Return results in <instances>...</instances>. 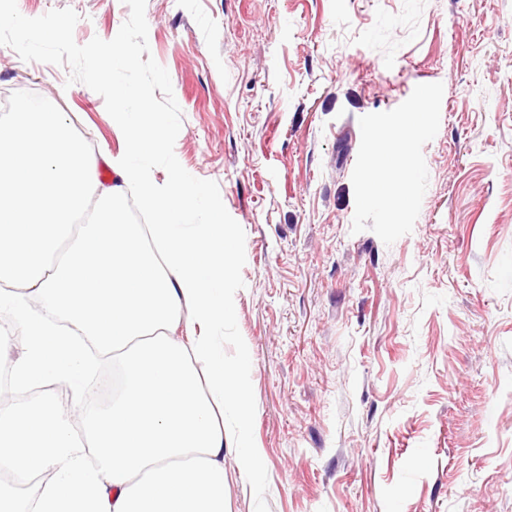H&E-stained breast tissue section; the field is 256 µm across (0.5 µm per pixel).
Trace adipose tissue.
Masks as SVG:
<instances>
[{
  "mask_svg": "<svg viewBox=\"0 0 512 512\" xmlns=\"http://www.w3.org/2000/svg\"><path fill=\"white\" fill-rule=\"evenodd\" d=\"M112 125L126 148L109 162L115 184L103 187L97 161L50 104L17 100L0 121V312L22 329L0 335V372L19 390L68 385L63 401L44 400L25 417L0 408V463L41 478L27 498L1 483L0 512H226L216 412L230 407L249 426L246 381L213 336L228 315L235 234L182 170L154 181L144 160L168 132L136 86L113 87ZM95 187L97 218L73 234ZM128 187L155 223L125 220ZM18 343L21 355L9 357ZM90 344L121 361L123 389L78 434L68 417L87 402ZM86 443L96 467L84 460Z\"/></svg>",
  "mask_w": 512,
  "mask_h": 512,
  "instance_id": "ef3b65f1",
  "label": "adipose tissue"
}]
</instances>
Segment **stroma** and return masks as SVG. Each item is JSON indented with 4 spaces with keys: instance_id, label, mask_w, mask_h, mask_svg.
Segmentation results:
<instances>
[{
    "instance_id": "1",
    "label": "stroma",
    "mask_w": 512,
    "mask_h": 512,
    "mask_svg": "<svg viewBox=\"0 0 512 512\" xmlns=\"http://www.w3.org/2000/svg\"><path fill=\"white\" fill-rule=\"evenodd\" d=\"M73 9L112 39L123 0ZM174 153L246 235L234 297L269 512H512V0H147ZM65 66L0 46V118L50 101L125 149ZM412 135V167L393 154ZM224 412L227 512H254Z\"/></svg>"
}]
</instances>
